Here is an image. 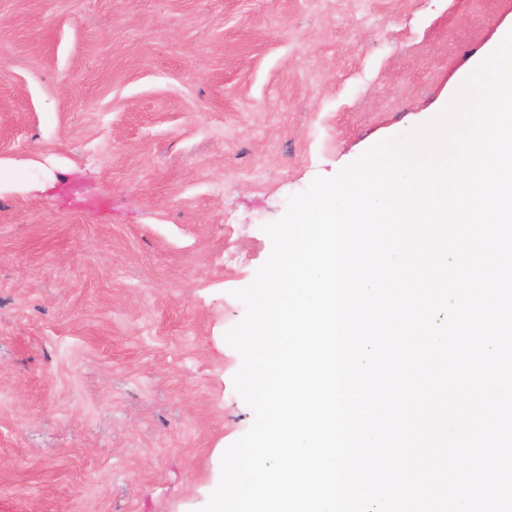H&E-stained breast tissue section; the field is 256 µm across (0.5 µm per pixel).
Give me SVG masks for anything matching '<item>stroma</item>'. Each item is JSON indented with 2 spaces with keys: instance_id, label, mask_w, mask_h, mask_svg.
Segmentation results:
<instances>
[{
  "instance_id": "35a3bbf8",
  "label": "stroma",
  "mask_w": 512,
  "mask_h": 512,
  "mask_svg": "<svg viewBox=\"0 0 512 512\" xmlns=\"http://www.w3.org/2000/svg\"><path fill=\"white\" fill-rule=\"evenodd\" d=\"M512 0H0V512H200L291 195L426 124Z\"/></svg>"
}]
</instances>
